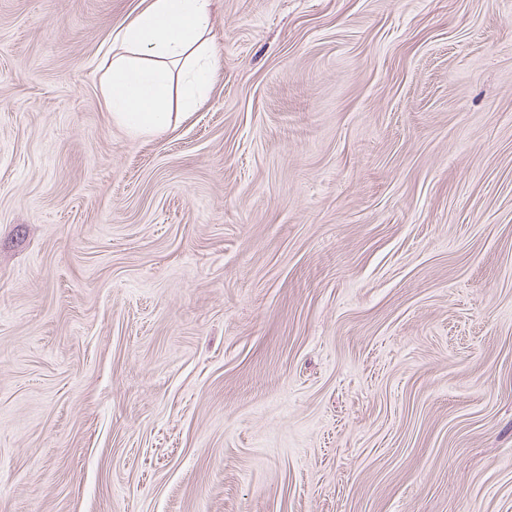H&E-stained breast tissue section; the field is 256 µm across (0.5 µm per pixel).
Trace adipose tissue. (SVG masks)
Listing matches in <instances>:
<instances>
[{
	"mask_svg": "<svg viewBox=\"0 0 512 512\" xmlns=\"http://www.w3.org/2000/svg\"><path fill=\"white\" fill-rule=\"evenodd\" d=\"M213 0H141L115 36L104 95L112 120L134 137L158 135L180 88L185 109L205 98L220 67L209 38Z\"/></svg>",
	"mask_w": 512,
	"mask_h": 512,
	"instance_id": "obj_1",
	"label": "adipose tissue"
}]
</instances>
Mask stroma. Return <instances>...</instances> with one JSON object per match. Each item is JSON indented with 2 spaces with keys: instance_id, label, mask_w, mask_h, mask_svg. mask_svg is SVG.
Returning a JSON list of instances; mask_svg holds the SVG:
<instances>
[{
  "instance_id": "1",
  "label": "stroma",
  "mask_w": 512,
  "mask_h": 512,
  "mask_svg": "<svg viewBox=\"0 0 512 512\" xmlns=\"http://www.w3.org/2000/svg\"><path fill=\"white\" fill-rule=\"evenodd\" d=\"M0 0V512H512V0ZM115 36L119 44L107 65L104 95L112 120L134 137L158 135L172 120L174 81L191 110L211 90L220 68L209 38L213 0H140ZM186 64L181 75L168 64Z\"/></svg>"
}]
</instances>
